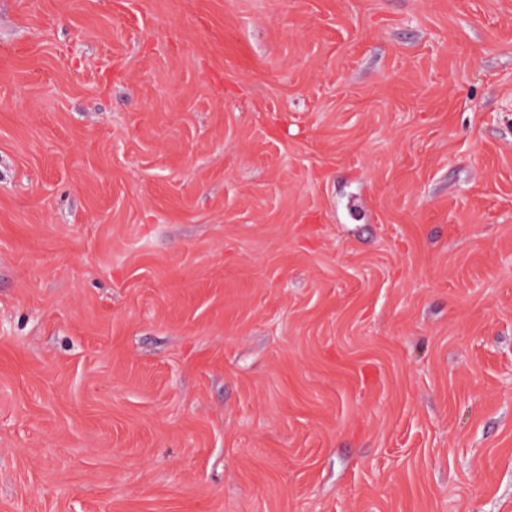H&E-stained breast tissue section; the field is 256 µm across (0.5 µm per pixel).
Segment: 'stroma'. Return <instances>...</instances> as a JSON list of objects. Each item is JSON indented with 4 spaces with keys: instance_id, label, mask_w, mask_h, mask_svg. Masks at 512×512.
<instances>
[{
    "instance_id": "1",
    "label": "stroma",
    "mask_w": 512,
    "mask_h": 512,
    "mask_svg": "<svg viewBox=\"0 0 512 512\" xmlns=\"http://www.w3.org/2000/svg\"><path fill=\"white\" fill-rule=\"evenodd\" d=\"M0 512H512V0H0Z\"/></svg>"
}]
</instances>
